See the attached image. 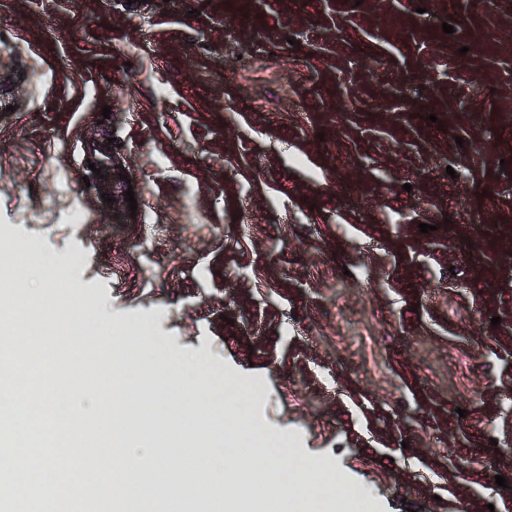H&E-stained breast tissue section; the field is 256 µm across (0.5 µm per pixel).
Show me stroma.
Returning <instances> with one entry per match:
<instances>
[{"label":"stroma","mask_w":512,"mask_h":512,"mask_svg":"<svg viewBox=\"0 0 512 512\" xmlns=\"http://www.w3.org/2000/svg\"><path fill=\"white\" fill-rule=\"evenodd\" d=\"M3 224L66 264L25 293L99 358L72 412L120 384L113 440L142 402L184 471L217 365L263 395L201 475L238 422L290 442L248 512L297 455L366 512H512V0H0Z\"/></svg>","instance_id":"1"}]
</instances>
